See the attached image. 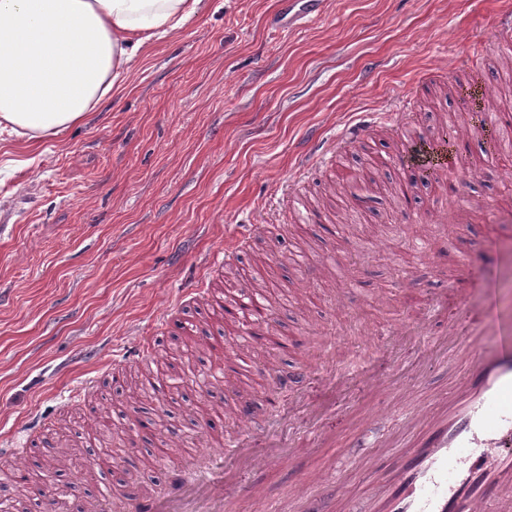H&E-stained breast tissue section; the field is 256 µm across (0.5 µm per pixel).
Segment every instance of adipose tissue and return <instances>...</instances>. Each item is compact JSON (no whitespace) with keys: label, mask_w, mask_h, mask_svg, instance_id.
I'll list each match as a JSON object with an SVG mask.
<instances>
[{"label":"adipose tissue","mask_w":512,"mask_h":512,"mask_svg":"<svg viewBox=\"0 0 512 512\" xmlns=\"http://www.w3.org/2000/svg\"><path fill=\"white\" fill-rule=\"evenodd\" d=\"M209 0H0V130L31 141L80 124L130 61Z\"/></svg>","instance_id":"1"}]
</instances>
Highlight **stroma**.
<instances>
[{
    "label": "stroma",
    "mask_w": 512,
    "mask_h": 512,
    "mask_svg": "<svg viewBox=\"0 0 512 512\" xmlns=\"http://www.w3.org/2000/svg\"><path fill=\"white\" fill-rule=\"evenodd\" d=\"M281 4L212 0L206 14L136 57L124 90L83 123L36 151L26 138L0 134V438L20 436L32 470L48 462L45 448L62 422L83 432L98 414H112L102 433L112 466L89 454L57 464L32 512H88L112 494L129 502L166 490L187 448L211 468V451L235 428L219 407L239 404L227 385L196 379L223 364L228 346L211 291L248 288L237 272L260 251L269 256L271 323L288 345H251L254 415L286 440L307 426L299 416L282 422L293 398L336 403L320 422L336 446L239 474L286 512L296 479L308 476L314 495L365 512L380 480L343 444L357 412L391 399L362 386L330 397L302 365L361 364L412 381L409 409L437 398L459 370L453 348L407 344L392 354L384 334L413 315L407 297L426 303L447 292L453 316L473 287L493 293L512 223L432 217L445 198L512 204V150L491 155L472 138L451 197L420 183L411 203L380 190L356 208L338 191L360 159L372 160L378 180L409 178L397 161L410 149L407 131L424 134L447 119L456 132L474 129L466 95L439 88L472 85L476 40L486 42L484 66L498 72L485 86L512 116L500 78L512 50L495 32L503 0H326L320 16L294 30L275 26ZM399 104L401 128L376 123V113ZM358 123L368 127L362 140L298 171L301 154L318 156ZM255 224L261 234H252ZM244 235L249 245L228 270H207L213 253ZM193 278L206 295L177 303ZM204 328L206 349L186 356L176 396L121 397L115 375L139 367L119 361L124 349ZM280 371L291 383L277 393Z\"/></svg>",
    "instance_id": "obj_1"
}]
</instances>
